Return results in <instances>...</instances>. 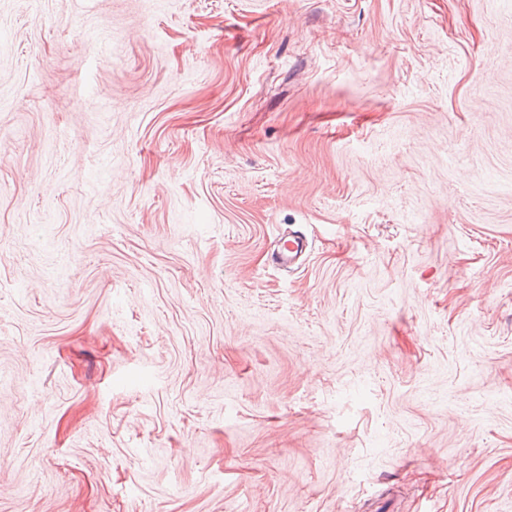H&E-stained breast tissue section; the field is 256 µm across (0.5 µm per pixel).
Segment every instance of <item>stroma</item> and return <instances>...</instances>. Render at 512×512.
<instances>
[{
    "label": "stroma",
    "mask_w": 512,
    "mask_h": 512,
    "mask_svg": "<svg viewBox=\"0 0 512 512\" xmlns=\"http://www.w3.org/2000/svg\"><path fill=\"white\" fill-rule=\"evenodd\" d=\"M0 512H512V0H0ZM307 246V241L302 237L290 236L280 244L274 254L275 264L290 269L296 264L302 253L306 251Z\"/></svg>",
    "instance_id": "stroma-1"
}]
</instances>
